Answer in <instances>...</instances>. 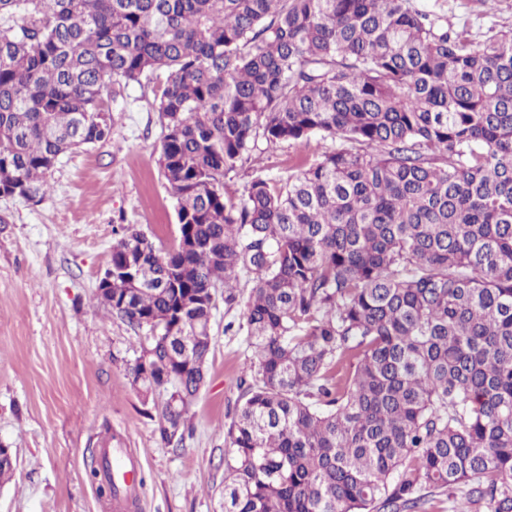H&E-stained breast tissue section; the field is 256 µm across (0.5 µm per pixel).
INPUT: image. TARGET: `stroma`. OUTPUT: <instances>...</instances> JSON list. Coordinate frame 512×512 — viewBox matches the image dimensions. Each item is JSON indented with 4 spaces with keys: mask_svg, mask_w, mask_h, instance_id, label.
Instances as JSON below:
<instances>
[{
    "mask_svg": "<svg viewBox=\"0 0 512 512\" xmlns=\"http://www.w3.org/2000/svg\"><path fill=\"white\" fill-rule=\"evenodd\" d=\"M448 21L477 40L512 29V0H445ZM159 77L130 84L114 105L111 138L63 155L41 201L0 197V444L17 466L0 483V512H108L87 473L104 438L140 462L137 512H224L226 430L240 403L250 356L244 336L225 333L242 307H217L206 382L192 403L191 437L164 445L155 431L158 396H144L129 366L146 330L102 306L97 286L116 240L132 224L156 248L178 235L175 201L158 163L163 126ZM334 141L269 144L257 139L233 189L255 169L289 174L292 159Z\"/></svg>",
    "mask_w": 512,
    "mask_h": 512,
    "instance_id": "stroma-1",
    "label": "stroma"
}]
</instances>
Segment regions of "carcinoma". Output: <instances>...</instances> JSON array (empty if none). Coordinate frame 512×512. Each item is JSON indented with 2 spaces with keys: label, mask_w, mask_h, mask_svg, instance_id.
Here are the masks:
<instances>
[{
  "label": "carcinoma",
  "mask_w": 512,
  "mask_h": 512,
  "mask_svg": "<svg viewBox=\"0 0 512 512\" xmlns=\"http://www.w3.org/2000/svg\"><path fill=\"white\" fill-rule=\"evenodd\" d=\"M0 196L43 198L162 72L178 237L112 245L129 368L183 443L217 288L251 357L224 512H512V31L413 0H0ZM338 142L286 178L225 179L258 136Z\"/></svg>",
  "instance_id": "obj_1"
}]
</instances>
